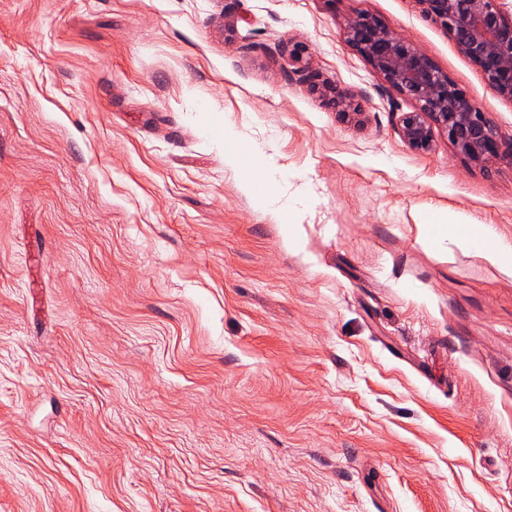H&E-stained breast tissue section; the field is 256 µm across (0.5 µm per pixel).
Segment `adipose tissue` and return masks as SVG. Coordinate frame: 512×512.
Instances as JSON below:
<instances>
[{"mask_svg":"<svg viewBox=\"0 0 512 512\" xmlns=\"http://www.w3.org/2000/svg\"><path fill=\"white\" fill-rule=\"evenodd\" d=\"M420 228L425 243L448 241L460 250L478 252L491 264L512 274V241L501 237L492 225H468L458 213L424 212L420 215Z\"/></svg>","mask_w":512,"mask_h":512,"instance_id":"obj_1","label":"adipose tissue"}]
</instances>
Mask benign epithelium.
I'll return each mask as SVG.
<instances>
[{
  "label": "benign epithelium",
  "instance_id": "obj_1",
  "mask_svg": "<svg viewBox=\"0 0 512 512\" xmlns=\"http://www.w3.org/2000/svg\"><path fill=\"white\" fill-rule=\"evenodd\" d=\"M414 2L480 70L490 93L512 101V9L504 7V0ZM342 35L388 87L412 103V110L401 113L397 124L399 136L411 150L428 151L439 130L471 165L484 167L505 157L512 160V145L502 150V139L487 113L411 40L367 12L347 17ZM305 53L306 47L299 44L288 49V61L296 65L294 73L300 82L331 101L340 116L362 114L357 95L319 79L303 64Z\"/></svg>",
  "mask_w": 512,
  "mask_h": 512
}]
</instances>
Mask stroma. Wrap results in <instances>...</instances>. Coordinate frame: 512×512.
Wrapping results in <instances>:
<instances>
[{"instance_id":"stroma-1","label":"stroma","mask_w":512,"mask_h":512,"mask_svg":"<svg viewBox=\"0 0 512 512\" xmlns=\"http://www.w3.org/2000/svg\"><path fill=\"white\" fill-rule=\"evenodd\" d=\"M357 11L512 142L413 0H0V512H512V275L419 228L512 241V162L407 147ZM305 53V46L288 43V63L291 62L292 64L299 65L294 69V73L300 77L299 81L307 83L313 92L331 101L336 112L343 118L361 115L363 107L357 95L343 90L328 81L320 80L319 75L307 66L308 63L302 65ZM420 228L423 241L428 245L448 239L462 251H475L502 271L512 274V242L501 237L489 224H469L459 213L422 212ZM473 231H463V227Z\"/></svg>"}]
</instances>
